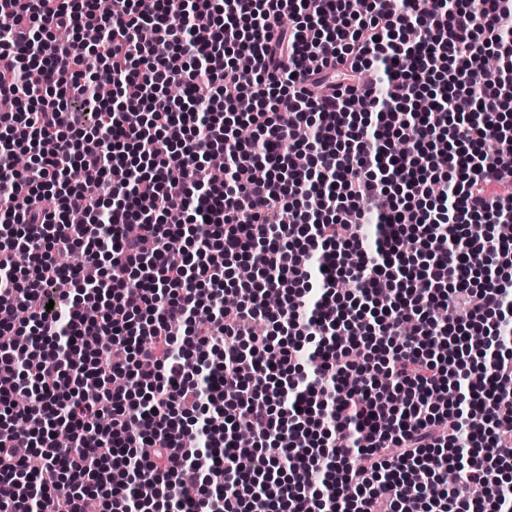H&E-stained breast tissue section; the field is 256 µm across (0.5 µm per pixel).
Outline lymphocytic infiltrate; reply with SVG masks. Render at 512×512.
Instances as JSON below:
<instances>
[{"label": "lymphocytic infiltrate", "mask_w": 512, "mask_h": 512, "mask_svg": "<svg viewBox=\"0 0 512 512\" xmlns=\"http://www.w3.org/2000/svg\"><path fill=\"white\" fill-rule=\"evenodd\" d=\"M485 53L512 0H0V512H512Z\"/></svg>", "instance_id": "1"}]
</instances>
